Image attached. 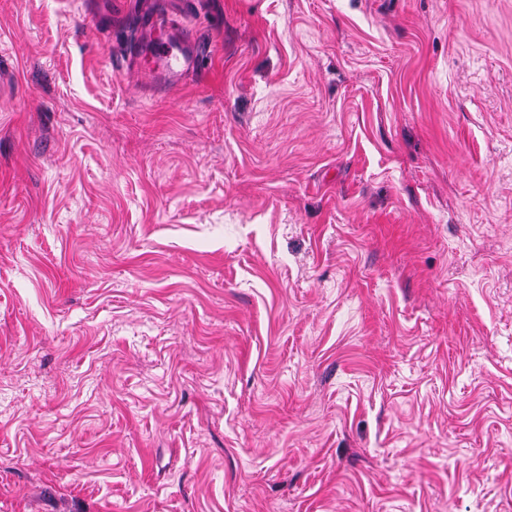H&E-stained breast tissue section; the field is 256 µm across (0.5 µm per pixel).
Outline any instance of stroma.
<instances>
[{
	"label": "stroma",
	"instance_id": "obj_1",
	"mask_svg": "<svg viewBox=\"0 0 512 512\" xmlns=\"http://www.w3.org/2000/svg\"><path fill=\"white\" fill-rule=\"evenodd\" d=\"M90 7L0 0V512H512V0ZM140 34L146 31V39L139 46L137 55L151 56L153 72L164 83H176L189 71L195 70L202 51L182 30L175 29L161 14L154 11H142L135 17ZM165 31V40L159 41L155 34Z\"/></svg>",
	"mask_w": 512,
	"mask_h": 512
}]
</instances>
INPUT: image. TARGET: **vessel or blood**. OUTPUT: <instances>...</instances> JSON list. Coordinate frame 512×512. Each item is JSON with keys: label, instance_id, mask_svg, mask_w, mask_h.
Segmentation results:
<instances>
[{"label": "vessel or blood", "instance_id": "1", "mask_svg": "<svg viewBox=\"0 0 512 512\" xmlns=\"http://www.w3.org/2000/svg\"><path fill=\"white\" fill-rule=\"evenodd\" d=\"M135 23L146 34L138 54L152 58L154 73L165 83L179 82L183 75L195 70L201 49L186 33L173 28L163 15L154 11L140 12Z\"/></svg>", "mask_w": 512, "mask_h": 512}]
</instances>
